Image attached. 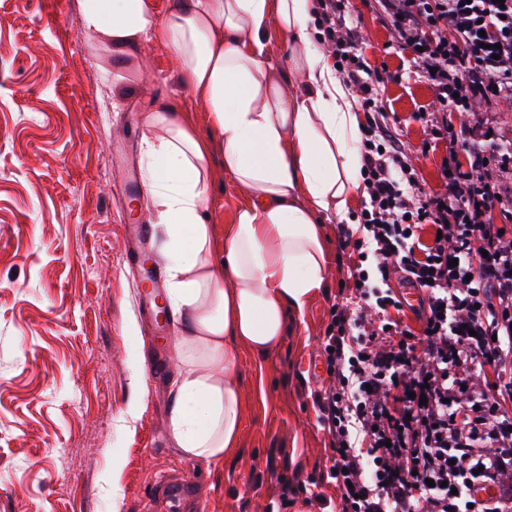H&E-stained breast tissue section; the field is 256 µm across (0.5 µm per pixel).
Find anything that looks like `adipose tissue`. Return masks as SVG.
Returning a JSON list of instances; mask_svg holds the SVG:
<instances>
[{
  "label": "adipose tissue",
  "mask_w": 512,
  "mask_h": 512,
  "mask_svg": "<svg viewBox=\"0 0 512 512\" xmlns=\"http://www.w3.org/2000/svg\"><path fill=\"white\" fill-rule=\"evenodd\" d=\"M312 9V0H181L162 21L149 0H81L84 32L99 47L163 43L180 61L178 81L209 111L205 137L160 102L149 122L166 134L146 140L144 155L166 301L180 323L171 435L185 455L213 464L239 446L237 351L267 356L289 314H303L327 287L323 221L346 219L362 187L361 116L309 36ZM276 31L290 38L284 67L268 50ZM216 145L249 197L225 225L220 250L207 218Z\"/></svg>",
  "instance_id": "obj_1"
}]
</instances>
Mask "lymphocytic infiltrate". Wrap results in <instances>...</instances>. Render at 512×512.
<instances>
[{"mask_svg":"<svg viewBox=\"0 0 512 512\" xmlns=\"http://www.w3.org/2000/svg\"><path fill=\"white\" fill-rule=\"evenodd\" d=\"M400 44L435 89V109L470 115L460 128L471 162L442 167L445 190L426 194L387 134L382 78L356 48L345 0H316L318 41L369 115L355 250L377 258L380 285L350 273L359 306L332 305L323 337L329 384L317 393L330 436L327 479L340 512H512V239L487 215L512 221V149L475 115L512 104V0H379ZM440 230L421 246L423 225ZM425 290L423 327L413 333L392 274ZM493 365L496 390L477 382ZM490 487V497L476 491Z\"/></svg>","mask_w":512,"mask_h":512,"instance_id":"1","label":"lymphocytic infiltrate"}]
</instances>
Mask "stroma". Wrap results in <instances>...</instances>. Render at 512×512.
Masks as SVG:
<instances>
[{
  "mask_svg": "<svg viewBox=\"0 0 512 512\" xmlns=\"http://www.w3.org/2000/svg\"><path fill=\"white\" fill-rule=\"evenodd\" d=\"M357 48L383 78L379 98L421 190L443 192L447 157L467 163L444 113L446 138L419 117L435 92L396 42L376 0H349ZM162 43L126 56L100 51L82 28L79 0H0V512H159V480L193 476L204 512H336L340 493L322 482L330 437L314 395L325 384L321 338L332 304H345L351 268H375L345 238H360L362 198L348 222L325 226L333 272L328 288L267 357L237 354L243 391L239 448L222 464L184 455L170 436L173 383L181 367L172 314L158 331L139 313L146 284L130 265L126 227L151 223L142 180L147 117L163 99L209 129L203 103L176 79ZM208 209L223 236L247 196L209 165ZM166 366L153 380L146 363ZM122 463L113 476L112 462Z\"/></svg>",
  "mask_w": 512,
  "mask_h": 512,
  "instance_id": "1",
  "label": "stroma"
}]
</instances>
